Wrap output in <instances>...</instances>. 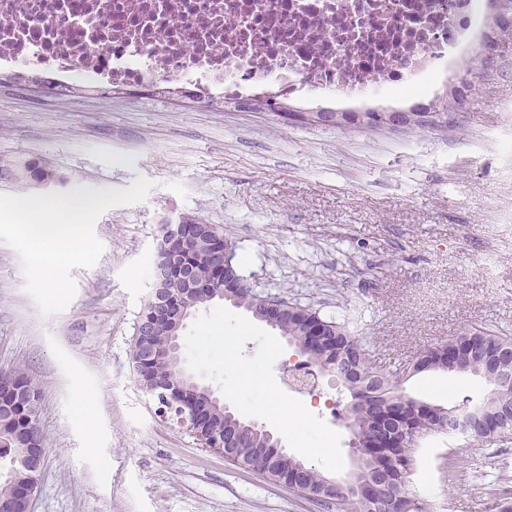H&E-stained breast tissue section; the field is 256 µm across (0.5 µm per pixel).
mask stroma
Instances as JSON below:
<instances>
[{"label": "stroma", "mask_w": 512, "mask_h": 512, "mask_svg": "<svg viewBox=\"0 0 512 512\" xmlns=\"http://www.w3.org/2000/svg\"><path fill=\"white\" fill-rule=\"evenodd\" d=\"M475 68L447 125L373 134L133 87L90 95L0 79V159L60 178H0V203L105 202L84 222L87 255L65 265L56 306L40 286L42 249L0 212V370L22 369L41 391L46 454L32 512H323L200 448L137 383L130 353L164 219L220 227L255 292L347 323L394 373L474 327L512 334V26ZM328 382L304 404L339 433L344 480L353 435L330 406L349 394ZM401 388L441 405L488 391L479 376L443 371ZM409 490L424 512H496L512 499V432L426 439Z\"/></svg>", "instance_id": "1"}]
</instances>
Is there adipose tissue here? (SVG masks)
Instances as JSON below:
<instances>
[{
	"mask_svg": "<svg viewBox=\"0 0 512 512\" xmlns=\"http://www.w3.org/2000/svg\"><path fill=\"white\" fill-rule=\"evenodd\" d=\"M99 202L84 198H39L13 201L9 205L19 236L36 245H50L64 261L83 255L85 237L82 218L88 217Z\"/></svg>",
	"mask_w": 512,
	"mask_h": 512,
	"instance_id": "ef3b65f1",
	"label": "adipose tissue"
}]
</instances>
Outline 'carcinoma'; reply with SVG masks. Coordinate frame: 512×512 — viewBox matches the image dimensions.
Wrapping results in <instances>:
<instances>
[{
	"label": "carcinoma",
	"mask_w": 512,
	"mask_h": 512,
	"mask_svg": "<svg viewBox=\"0 0 512 512\" xmlns=\"http://www.w3.org/2000/svg\"><path fill=\"white\" fill-rule=\"evenodd\" d=\"M472 68L465 70L459 85L451 91L458 103L469 97L474 88L468 79ZM56 174L43 166L21 170V180L53 181ZM224 236L215 234L206 224L197 227V242L183 247L173 242L169 249L156 253L155 264L167 269L160 288L170 295H181L187 287L189 270H197L208 279L224 283V291L234 294L236 306L250 311L265 305V298L255 293L242 278L224 277ZM283 308L277 313L276 329L288 337L316 364L340 375L350 393L347 419L354 428L352 442L360 461V475L350 478L342 488L330 490L326 476L316 468L282 452L258 431L244 448L227 450L233 463L253 470L266 478L305 493L311 500L326 505L333 512H423L419 502L409 495L407 478L415 463V448L424 438L448 433V419L454 415L477 418L481 439L491 440L512 431V388L500 387L498 377L512 374V335L486 328H475L451 341L429 348L402 366V373L412 377L421 373L419 364L429 361L432 369L472 373L483 377L489 386L478 403L445 407L402 394L393 374L373 360L361 341L352 336L345 324L323 318L320 312L297 303L276 300ZM155 354L134 366L137 380L144 388L166 386L173 390L174 408L191 413L195 423L194 438L205 443L219 430L231 431L237 421L226 420L205 393L183 381L179 365L164 348L165 338L155 336ZM40 391L20 369L0 371V460L9 459L13 476L0 480V512H14L18 486L25 470L15 453L30 448L38 434ZM382 486V491L372 488Z\"/></svg>",
	"instance_id": "carcinoma-1"
}]
</instances>
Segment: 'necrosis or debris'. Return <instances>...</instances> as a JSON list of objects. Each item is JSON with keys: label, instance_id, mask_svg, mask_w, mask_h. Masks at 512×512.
<instances>
[{"label": "necrosis or debris", "instance_id": "obj_1", "mask_svg": "<svg viewBox=\"0 0 512 512\" xmlns=\"http://www.w3.org/2000/svg\"><path fill=\"white\" fill-rule=\"evenodd\" d=\"M488 42L477 0H0V74L166 77L211 103L429 95Z\"/></svg>", "mask_w": 512, "mask_h": 512}]
</instances>
